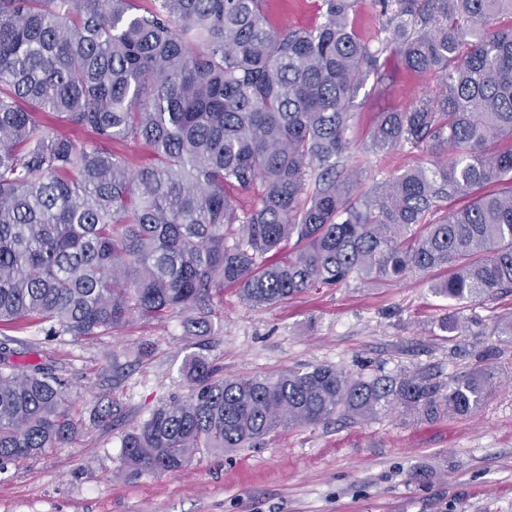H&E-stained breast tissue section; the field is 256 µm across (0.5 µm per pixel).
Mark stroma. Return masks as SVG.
<instances>
[{"label":"stroma","mask_w":512,"mask_h":512,"mask_svg":"<svg viewBox=\"0 0 512 512\" xmlns=\"http://www.w3.org/2000/svg\"><path fill=\"white\" fill-rule=\"evenodd\" d=\"M273 25L319 20L318 0H267ZM382 86L366 83L353 106L351 164L363 187L422 161L410 150L367 153L379 113L435 91L438 77L406 70L383 54ZM449 311L424 276L353 278L313 288L274 307L224 290L212 332L188 333L180 314L137 317L96 336L56 337L33 325L5 328L24 362L45 363L64 382L80 424L63 445L0 471V512H512V289L464 304L469 332L440 335ZM202 354L217 378L273 376L313 365L351 375L403 373L439 381L480 368L484 403L466 416L428 420L403 410L355 423L275 430L255 446L201 452L177 473L137 475L121 439L159 405L188 394L187 359ZM111 405L107 423L93 408Z\"/></svg>","instance_id":"stroma-1"}]
</instances>
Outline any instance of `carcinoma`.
<instances>
[{"label": "carcinoma", "mask_w": 512, "mask_h": 512, "mask_svg": "<svg viewBox=\"0 0 512 512\" xmlns=\"http://www.w3.org/2000/svg\"><path fill=\"white\" fill-rule=\"evenodd\" d=\"M376 3L390 36L372 50L350 22L357 0H321L317 24L287 31L265 0H0V327L95 336L172 312L208 326L226 286L271 307L353 276L443 271L430 288L452 306L512 289V0ZM386 50L439 89L380 113L366 151L432 159L361 192L350 107L384 79ZM43 112L92 138L54 134ZM139 141L146 166L113 149ZM458 197L470 202L448 210ZM12 342L0 339V470L78 428L61 379L12 361ZM215 373L192 357L189 394L124 434L132 471L178 472L202 450L338 414L464 416L489 387L477 369L446 383L329 365Z\"/></svg>", "instance_id": "obj_1"}]
</instances>
